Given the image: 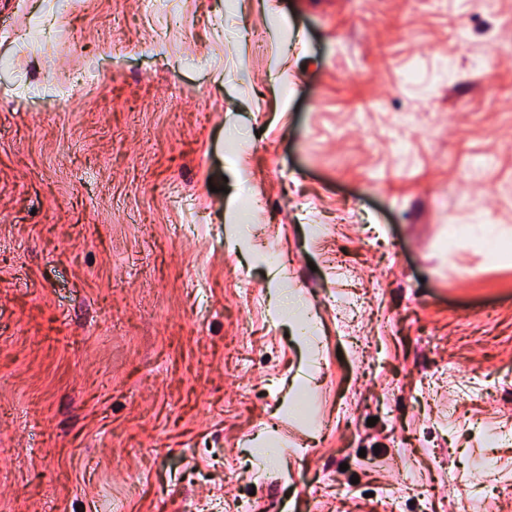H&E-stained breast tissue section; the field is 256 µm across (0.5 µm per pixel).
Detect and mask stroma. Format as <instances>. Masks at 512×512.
<instances>
[{
	"label": "stroma",
	"mask_w": 512,
	"mask_h": 512,
	"mask_svg": "<svg viewBox=\"0 0 512 512\" xmlns=\"http://www.w3.org/2000/svg\"><path fill=\"white\" fill-rule=\"evenodd\" d=\"M391 499L512 512V0H0V512Z\"/></svg>",
	"instance_id": "obj_1"
}]
</instances>
